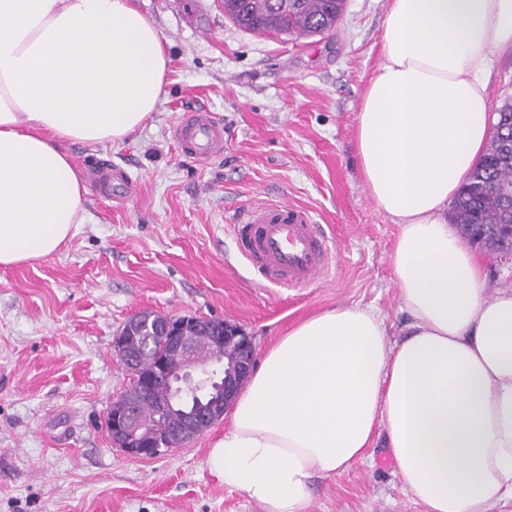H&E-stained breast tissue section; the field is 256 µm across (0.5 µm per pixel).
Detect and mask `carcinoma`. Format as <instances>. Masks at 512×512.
I'll return each mask as SVG.
<instances>
[{"label": "carcinoma", "instance_id": "cac0c4a2", "mask_svg": "<svg viewBox=\"0 0 512 512\" xmlns=\"http://www.w3.org/2000/svg\"><path fill=\"white\" fill-rule=\"evenodd\" d=\"M344 8L345 0H224V14L258 34L328 33L335 29ZM496 115L486 154L453 202L456 224H482L489 229L512 224V101H505ZM125 343L127 351L135 355L127 367L143 375L160 359L170 365L180 361V355L167 349L160 339L154 343V353L145 356L137 355L139 337L129 335ZM139 415L161 434L174 432L169 420L156 416V406L150 400L142 403Z\"/></svg>", "mask_w": 512, "mask_h": 512}]
</instances>
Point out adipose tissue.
I'll return each instance as SVG.
<instances>
[{"label":"adipose tissue","instance_id":"adipose-tissue-1","mask_svg":"<svg viewBox=\"0 0 512 512\" xmlns=\"http://www.w3.org/2000/svg\"><path fill=\"white\" fill-rule=\"evenodd\" d=\"M355 117L367 196L399 231L389 255L410 324L316 313L263 353L206 466L263 512H311L312 481L384 436L426 512L512 498V285L448 209L489 137L484 75L512 52V0H389ZM168 56L133 0H0V268L55 253L85 220L65 146L121 143L161 102Z\"/></svg>","mask_w":512,"mask_h":512}]
</instances>
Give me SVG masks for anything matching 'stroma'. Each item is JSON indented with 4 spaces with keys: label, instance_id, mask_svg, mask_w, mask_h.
<instances>
[{
    "label": "stroma",
    "instance_id": "obj_1",
    "mask_svg": "<svg viewBox=\"0 0 512 512\" xmlns=\"http://www.w3.org/2000/svg\"><path fill=\"white\" fill-rule=\"evenodd\" d=\"M136 4L170 57L160 104L122 143L69 144L84 224L57 252L0 269V512H263L205 466L227 420L154 459L113 447L106 415L131 379L113 339L137 313L224 319L260 353L338 306L375 307L393 341L409 322L389 263L398 227L364 191L354 146L387 0H346L334 31L299 36L247 31L224 0ZM193 108L224 125V152L206 162L172 135ZM116 169L138 178L135 200L101 193L98 173ZM276 200L306 207L336 248L330 278L282 288L238 256L233 212ZM313 489L311 512H425L381 437Z\"/></svg>",
    "mask_w": 512,
    "mask_h": 512
}]
</instances>
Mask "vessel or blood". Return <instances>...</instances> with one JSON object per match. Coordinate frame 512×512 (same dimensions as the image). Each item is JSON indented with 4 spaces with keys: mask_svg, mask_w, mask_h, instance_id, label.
<instances>
[{
    "mask_svg": "<svg viewBox=\"0 0 512 512\" xmlns=\"http://www.w3.org/2000/svg\"><path fill=\"white\" fill-rule=\"evenodd\" d=\"M172 134L181 150L197 160L224 151V127L205 109L184 112ZM233 226L240 254L266 281L297 287L330 273L335 256L302 207L287 201L249 207L235 214Z\"/></svg>",
    "mask_w": 512,
    "mask_h": 512,
    "instance_id": "vessel-or-blood-1",
    "label": "vessel or blood"
}]
</instances>
